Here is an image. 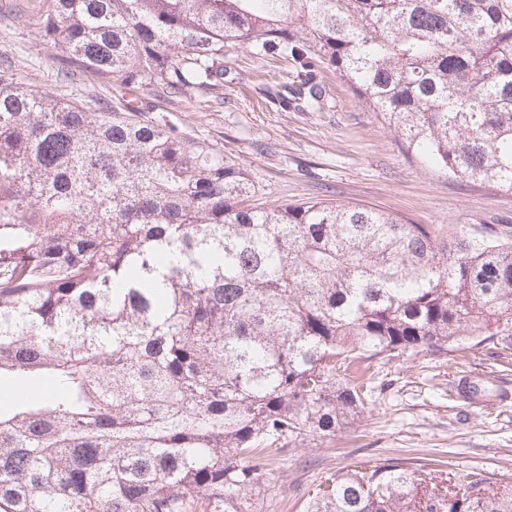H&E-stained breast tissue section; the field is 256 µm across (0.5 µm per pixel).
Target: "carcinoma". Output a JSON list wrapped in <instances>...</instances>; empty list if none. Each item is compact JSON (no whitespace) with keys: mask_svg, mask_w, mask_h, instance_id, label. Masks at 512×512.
I'll use <instances>...</instances> for the list:
<instances>
[{"mask_svg":"<svg viewBox=\"0 0 512 512\" xmlns=\"http://www.w3.org/2000/svg\"><path fill=\"white\" fill-rule=\"evenodd\" d=\"M77 72L182 97L224 48L337 71L449 177L512 192V0H52ZM127 103L57 100L0 63V512H263L267 467L356 423L372 365L512 348V240L324 201ZM306 512H512L472 476L387 465Z\"/></svg>","mask_w":512,"mask_h":512,"instance_id":"cac0c4a2","label":"carcinoma"}]
</instances>
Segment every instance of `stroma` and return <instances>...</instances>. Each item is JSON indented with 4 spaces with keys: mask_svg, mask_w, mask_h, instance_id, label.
<instances>
[{
    "mask_svg": "<svg viewBox=\"0 0 512 512\" xmlns=\"http://www.w3.org/2000/svg\"><path fill=\"white\" fill-rule=\"evenodd\" d=\"M51 0H10L0 13V54L18 79L57 97L99 102L123 97L188 136L218 144L258 176L259 201H327L375 208L410 224H430L462 236L512 239V192L461 183L425 168L401 149L394 132L338 73L318 67L320 101L287 109L269 101L265 81L293 82L297 69L282 57L246 48L224 57V87L170 97L160 87L123 91L85 74L59 81L62 50L49 48L40 24ZM377 389L360 421L336 436L288 450L272 465L265 512H293L330 475L393 462L429 469L445 461L460 477L478 474L512 482V350L496 338L479 348L456 346L449 355L406 354L376 365ZM460 375L470 377L489 407L451 396Z\"/></svg>",
    "mask_w": 512,
    "mask_h": 512,
    "instance_id": "stroma-1",
    "label": "stroma"
}]
</instances>
